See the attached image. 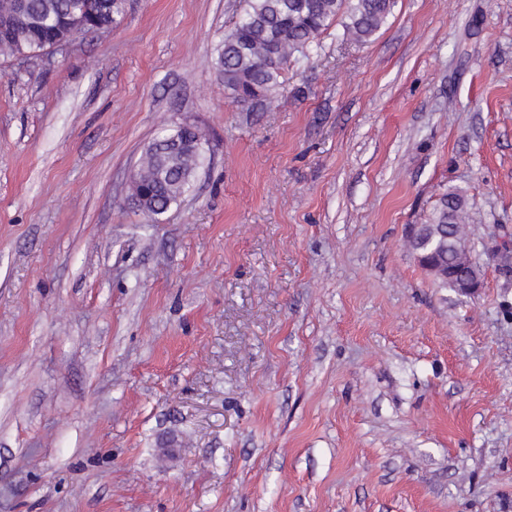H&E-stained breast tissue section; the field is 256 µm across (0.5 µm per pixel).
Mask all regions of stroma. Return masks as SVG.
Segmentation results:
<instances>
[{
  "instance_id": "35a3bbf8",
  "label": "stroma",
  "mask_w": 512,
  "mask_h": 512,
  "mask_svg": "<svg viewBox=\"0 0 512 512\" xmlns=\"http://www.w3.org/2000/svg\"><path fill=\"white\" fill-rule=\"evenodd\" d=\"M241 0L0 59V512H512V0L343 17L274 103ZM205 165L153 221L147 147ZM456 190L482 286L406 246Z\"/></svg>"
}]
</instances>
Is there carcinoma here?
I'll list each match as a JSON object with an SVG mask.
<instances>
[{
  "label": "carcinoma",
  "instance_id": "cac0c4a2",
  "mask_svg": "<svg viewBox=\"0 0 512 512\" xmlns=\"http://www.w3.org/2000/svg\"><path fill=\"white\" fill-rule=\"evenodd\" d=\"M393 7L394 0H244L240 21L218 49L224 89L240 102L251 100L257 91L268 97L280 87L288 60L306 55L340 12L348 18L344 35L359 42L381 28ZM123 11L124 0H0V15L16 16L11 36L0 39V56L16 58L50 47L76 14L86 36L118 25ZM172 138L180 144L177 151L169 150ZM199 140L197 130L179 125L149 146L133 181V190L146 192L141 213L152 219L161 216L190 190L205 160ZM462 215L463 197L447 193L420 236L409 241L414 251H435L443 266L439 282L445 287L451 285L449 277L472 272L457 251Z\"/></svg>",
  "mask_w": 512,
  "mask_h": 512
}]
</instances>
